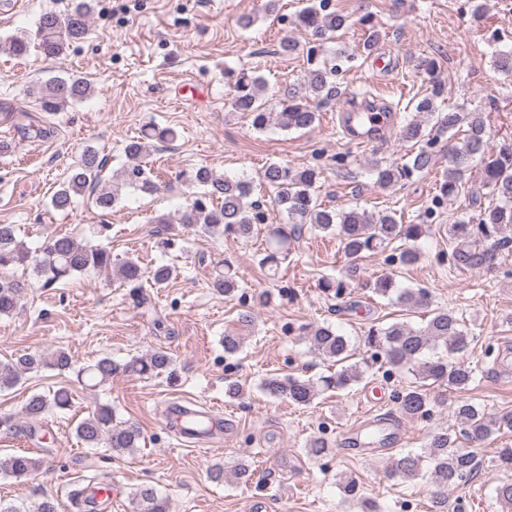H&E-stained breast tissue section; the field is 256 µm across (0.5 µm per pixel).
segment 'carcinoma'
I'll use <instances>...</instances> for the list:
<instances>
[{"mask_svg":"<svg viewBox=\"0 0 512 512\" xmlns=\"http://www.w3.org/2000/svg\"><path fill=\"white\" fill-rule=\"evenodd\" d=\"M92 0H73L72 7L61 15L55 12L41 14L34 35L22 33L8 40V49L16 56H24L36 48L44 56L57 58L70 46L86 37L90 27ZM295 26L312 36L307 47L308 68L304 84L307 97L289 86L279 100L280 110L271 112L261 97L263 79L245 70L225 72L232 88L230 107L251 117V125L263 131L271 123L284 131L305 130L315 126L319 114L308 98L328 99L335 92V81L340 68L336 59L322 56L321 41L333 37L349 27L348 16L329 10V0H310L295 16ZM430 76L427 93L415 105L414 117L401 127L405 141L423 143L412 160L401 165L390 164L377 168L378 182L389 186L407 179L415 172L430 166V148L442 138L448 140V168L443 174L435 201L453 200L465 188L464 179L473 168H478L481 180L489 190L490 199L484 203L478 197L469 198L462 213L448 225L450 264L460 269L491 270L497 265L498 251L512 244V142L503 141L490 146L493 138L487 116L479 109L443 107L446 88L435 76V63H419ZM93 94L92 84L85 78L69 75L55 76L38 88V99L45 112H60L67 106L81 102ZM171 128L150 124L142 135L124 145L128 160L121 174L105 181L108 158L93 147H86L77 164L59 185L51 198L55 210H66L76 197L92 196L95 208L106 215L117 203L125 188L151 193L156 185L151 177L147 157L155 144L174 140ZM320 171L315 167L296 169L286 163L267 165L260 179L273 193V201L285 223L267 229L261 267L269 276L278 274L279 266L288 260L302 230L309 228L334 235L346 258L355 261L388 248L399 251L400 262L412 265L422 252L418 241L424 235L421 224H399L395 215L387 211L372 215L364 209L336 210L318 201L316 185ZM185 179L201 188L182 215L181 223L189 230L205 236H229L237 239L253 237L257 226L267 223V214L259 200L252 199V182L220 176L208 166H200L185 174ZM33 265L40 277V285L47 289L76 273L115 270L119 280L133 289L143 287L151 280L157 286L171 280L174 270L162 265L152 271L143 268L133 257L115 262L112 254L101 244L80 243L70 236H54L34 252L16 236L13 224H0V269ZM217 290L232 295L239 288L237 271L224 261V271L212 282ZM321 291L340 298L346 294L349 282L343 276H325L318 283ZM27 284L17 279H0V316L10 315L18 307ZM374 293L383 297L396 295V303L407 308L429 305V294L422 288H398L393 279L380 277L372 284ZM315 353L339 365L335 373L320 377L315 383L309 378L292 375H272L261 381L260 389L269 397L286 400L297 406L313 404L319 392L342 390L361 382L369 366L355 360L356 348L350 340L330 325L317 326L307 333ZM473 336L466 328L464 318L452 308L438 307L430 311V319L421 327L405 322L387 326H371L365 337L373 356L382 357L392 369H405L414 376L407 388L397 393L396 404L401 416L423 418L430 414L431 388L446 386L451 390L466 389L475 379V370L463 359ZM443 349L441 355L427 356L428 352ZM172 364L170 354L155 350L134 357L122 364L103 358L82 368L78 375L97 387L118 373L143 378L167 369ZM71 354L59 348L47 355L24 354L14 360L0 362V388L13 387L22 377L35 369L50 367L59 371L73 368ZM70 406L69 395L58 390L52 395L33 394L24 405V414L31 427H36L45 414ZM454 415L459 429L441 430L431 434L422 451L411 449L398 452L390 469L391 477L410 481L430 475L435 487L432 497L435 512H443L448 504V487L470 475L478 465L475 449L462 443H482L497 433L512 431V411L491 415L485 409L467 401H457ZM77 438L92 448H105L122 455L139 448L140 428L128 421L116 420L109 405H103L77 423ZM43 465V460L26 452L0 461V473L5 476H30ZM497 471L503 476L496 480L494 494L502 512H512V448H501L497 455ZM140 512H167V502L150 485L139 486L135 493ZM0 512H58L51 498H44L33 509L22 510L12 503L0 500Z\"/></svg>","mask_w":512,"mask_h":512,"instance_id":"cac0c4a2","label":"carcinoma"}]
</instances>
